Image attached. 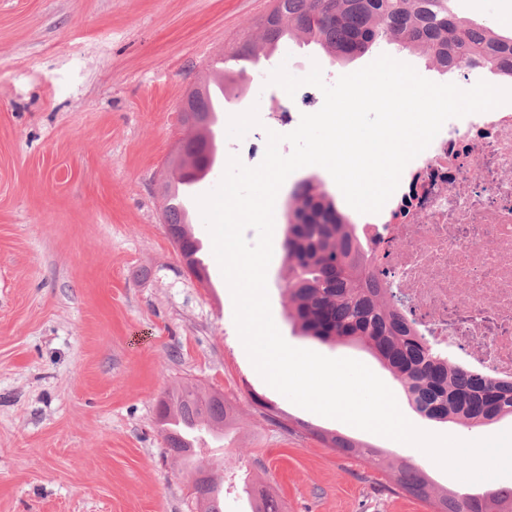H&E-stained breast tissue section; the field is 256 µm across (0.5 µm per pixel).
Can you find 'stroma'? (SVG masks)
I'll use <instances>...</instances> for the list:
<instances>
[{"label": "stroma", "mask_w": 512, "mask_h": 512, "mask_svg": "<svg viewBox=\"0 0 512 512\" xmlns=\"http://www.w3.org/2000/svg\"><path fill=\"white\" fill-rule=\"evenodd\" d=\"M272 0H0V512H198L186 462L167 451L156 407L192 385L236 408L224 446L195 463L264 483L284 512H427L386 489L384 473L324 447L312 429L415 461L418 450L319 416L270 387L241 352L230 289L216 258L207 282L186 271L164 223L162 182L180 142L188 93L211 83L212 56L261 43ZM455 12L512 34V0H454ZM386 45L340 62L293 39L262 60L226 103L219 160L283 104L270 73L320 66L326 84ZM250 115V129L232 124ZM319 181L354 216L327 170L292 173L274 209L267 288L292 346L366 364L390 383L419 429L464 440L512 430V418L469 431L416 414L368 352L295 335L284 318L286 210L294 185Z\"/></svg>", "instance_id": "1"}]
</instances>
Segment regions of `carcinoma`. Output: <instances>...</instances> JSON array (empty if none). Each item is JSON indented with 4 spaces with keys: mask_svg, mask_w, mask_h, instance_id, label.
<instances>
[{
    "mask_svg": "<svg viewBox=\"0 0 512 512\" xmlns=\"http://www.w3.org/2000/svg\"><path fill=\"white\" fill-rule=\"evenodd\" d=\"M452 0H273L260 20L263 43L246 40L233 48L254 58L270 55L293 37L318 45L327 55L348 62L382 42L426 57L438 70L486 68L512 79V37L500 38L488 28L464 21L451 10ZM245 76L224 72V98L244 92ZM209 87H198L186 99L198 133L181 144L175 183L167 185L174 198L187 177V168L207 161L212 129L202 121L210 116ZM295 206L288 214L284 239V290L287 319L309 336L330 345L357 344L371 352L392 374L416 413L436 422L467 427L486 426L512 417V383L491 382L455 366L430 348L400 312L401 298L383 288L372 271L356 225L336 210L329 194L310 180L291 191ZM168 233L190 274L202 278L196 238L180 213L166 208ZM234 406L219 393L194 387L169 393L158 404L167 427L168 451L191 458L198 443L190 444L173 421L201 431L222 429ZM329 448L360 457L388 477L392 492L425 502L430 512H512V487L493 485L477 491L434 488L428 472L405 458L336 431L311 430ZM200 512H224V478L210 474L193 485ZM252 512H280L268 490H257Z\"/></svg>",
    "mask_w": 512,
    "mask_h": 512,
    "instance_id": "cac0c4a2",
    "label": "carcinoma"
}]
</instances>
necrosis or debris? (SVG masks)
Instances as JSON below:
<instances>
[{
  "instance_id": "1",
  "label": "necrosis or debris",
  "mask_w": 512,
  "mask_h": 512,
  "mask_svg": "<svg viewBox=\"0 0 512 512\" xmlns=\"http://www.w3.org/2000/svg\"><path fill=\"white\" fill-rule=\"evenodd\" d=\"M357 230L411 327L465 371L512 382V105L443 126Z\"/></svg>"
}]
</instances>
